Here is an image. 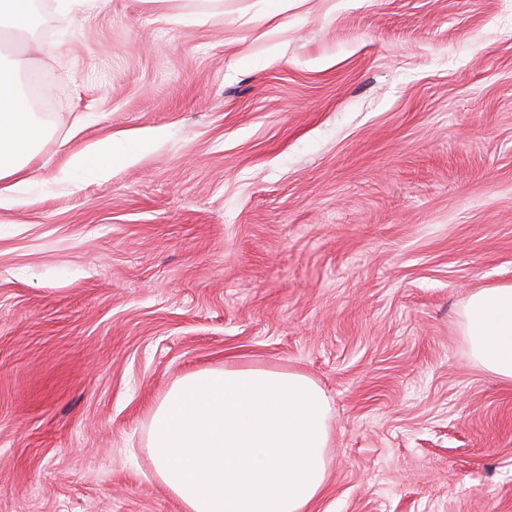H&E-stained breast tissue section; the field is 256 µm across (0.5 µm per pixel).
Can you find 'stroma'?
Instances as JSON below:
<instances>
[{"instance_id": "35a3bbf8", "label": "stroma", "mask_w": 512, "mask_h": 512, "mask_svg": "<svg viewBox=\"0 0 512 512\" xmlns=\"http://www.w3.org/2000/svg\"><path fill=\"white\" fill-rule=\"evenodd\" d=\"M52 98L0 208V512H183L151 417L246 363L331 404L310 512H512V381L460 315L512 284V0H36ZM131 143L76 176L96 142ZM132 156L133 148L116 145L114 141L112 142V138H109L96 143L84 152L73 155L69 167L74 172L104 178L109 174L112 162L116 158Z\"/></svg>"}]
</instances>
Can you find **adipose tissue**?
I'll return each instance as SVG.
<instances>
[{"mask_svg":"<svg viewBox=\"0 0 512 512\" xmlns=\"http://www.w3.org/2000/svg\"><path fill=\"white\" fill-rule=\"evenodd\" d=\"M20 61L0 57V207L16 204L47 137L21 90ZM132 148L106 139L70 160L106 177ZM475 363L512 380V284L474 293L462 313ZM330 404L307 375L252 364L187 374L155 408L149 440L160 483L184 512H307L328 471Z\"/></svg>","mask_w":512,"mask_h":512,"instance_id":"adipose-tissue-1","label":"adipose tissue"}]
</instances>
